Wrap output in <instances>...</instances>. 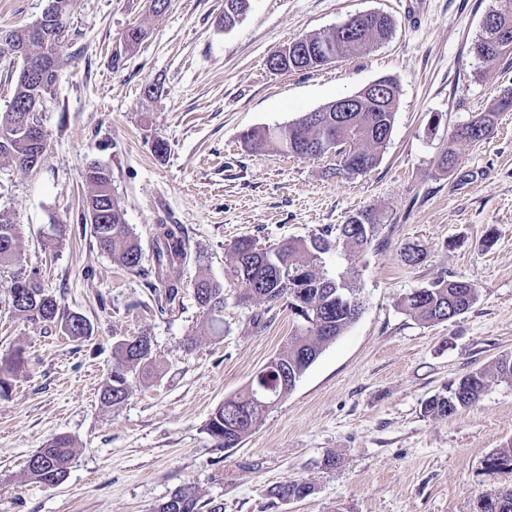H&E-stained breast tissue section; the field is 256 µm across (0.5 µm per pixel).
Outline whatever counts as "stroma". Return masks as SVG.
Listing matches in <instances>:
<instances>
[{"instance_id": "35a3bbf8", "label": "stroma", "mask_w": 512, "mask_h": 512, "mask_svg": "<svg viewBox=\"0 0 512 512\" xmlns=\"http://www.w3.org/2000/svg\"><path fill=\"white\" fill-rule=\"evenodd\" d=\"M500 0H250L224 28V0H70L61 77L38 117L42 168L0 162V209L19 224L18 266L90 322L76 343L16 318L0 268V355L23 347L27 368L0 398V512H156L177 488L195 486L224 512H470L475 496L512 487L486 458L512 441V384L491 380L470 411H423L450 380L512 353V112L478 143L450 133L512 90V65L471 53L484 15ZM376 11L394 22L368 52L310 72H273L269 56L292 39ZM142 26L133 50L124 34ZM399 86L392 133L368 172L328 176L337 159H298L247 148L248 129L286 124L368 84ZM157 92L146 96V86ZM168 144L155 156L153 143ZM459 167L439 168L446 148ZM112 172L126 222L142 247L155 225H182L193 253L223 279L227 252L248 236L265 247L337 228L373 211L378 252L325 254L351 268L366 300L358 320L327 345L287 398L240 446L216 447L213 410L240 390L293 326L285 306L228 302L213 335L188 282L158 312L141 274L113 263L78 220L90 162ZM422 249L417 265L406 247ZM479 290L471 309L426 324L400 306L437 279ZM147 335L161 375L134 381L122 405L102 403L112 347ZM75 457L55 486L28 480L26 462L57 435ZM335 466H325L327 455ZM314 487L282 502L286 479Z\"/></svg>"}]
</instances>
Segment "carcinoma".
<instances>
[{
    "label": "carcinoma",
    "instance_id": "1",
    "mask_svg": "<svg viewBox=\"0 0 512 512\" xmlns=\"http://www.w3.org/2000/svg\"><path fill=\"white\" fill-rule=\"evenodd\" d=\"M43 27V40L34 38L29 27L11 29L9 39H0V55L9 53L22 60L12 100L8 109L0 113V160L13 163L28 173L37 171V168L23 164L30 151L27 130L31 125L40 124L37 112L29 106L36 101L43 102L52 94L59 79V69L50 72L44 83H33L26 77L27 63L47 55L59 57L67 40V36L59 35L52 18H46ZM304 38L310 43L311 54L298 61V72L318 68L317 51L323 47L331 50L337 58L344 59L378 45L377 34L366 27L349 37L330 31L306 34ZM471 51L484 62H496L512 55V48L496 49L493 35L489 33L482 34ZM397 101L398 94L395 93L380 110L371 102L363 104L360 111L345 113V125L342 127L336 125V113L318 112L314 121L303 115L292 123H275L248 130L242 139L251 149L271 146L287 155L304 159L331 154L341 165L358 155L364 159L369 171L380 161L381 151L392 132ZM510 103L511 89L504 92L490 110L477 115L472 124L457 128L452 137L473 143L482 141ZM80 178L87 189L81 220L91 225L100 249L130 271L137 273L143 270L144 253L140 240L130 232L119 198L110 193L111 171L101 164L91 163L81 172ZM337 231L338 239L346 248L366 251L373 247L379 225L369 213L360 212L340 225ZM331 234L332 231L326 229L307 239H284L272 249L259 248L252 238L241 237L229 249L224 281L213 279L201 269L191 280L197 305L215 326L222 321L226 288L236 289L239 303L264 304L269 308L282 301L292 304L293 295L298 291L305 294V301L309 304L307 314H296L295 330L275 354V366L270 368V381L284 377V383L271 395L270 409L288 396L323 349L343 335L364 309L365 302L355 285L352 271L346 268L331 275L324 269L322 255L332 247ZM19 253L18 224L10 214L0 210V266L15 264ZM190 259L191 251L182 228L177 224L156 225L150 263L154 277L164 287V295L157 296L156 302L160 312L172 306L184 288L176 272ZM23 274L24 270H17L9 285L11 306L17 317L30 323L57 326L74 341L91 335L88 320L62 307L45 290L34 270L29 273L35 278L33 296L24 302L16 300L17 281ZM478 295V288L469 282L439 279L403 297L401 307L419 321L439 323L465 314L477 301ZM112 358V371L102 387V399L116 407L128 398L132 389L129 374L135 371L143 376L153 374L157 358L151 338L145 335L113 345ZM27 363L28 357L21 347L0 358V397L9 396L12 377L25 369ZM493 370L494 377L511 382L512 354L499 356ZM257 377L258 374H253L239 392L224 399V403L210 415L206 430L216 447L229 449L239 446L253 434L266 414L264 410H249ZM488 384V371L472 370L449 383L446 393L428 398L424 403V413L439 418L461 414L480 400ZM73 456V439L60 434L27 460V475L36 483L56 485L65 478ZM487 462L497 472H512V444L496 449L488 456ZM313 492L314 487L310 483L287 479L275 486L271 494L281 500L289 494H297L304 499ZM479 499L485 501L484 512H512V489L494 495L482 494ZM156 512H223V505L201 502L198 490L186 485L159 504Z\"/></svg>",
    "mask_w": 512,
    "mask_h": 512
}]
</instances>
